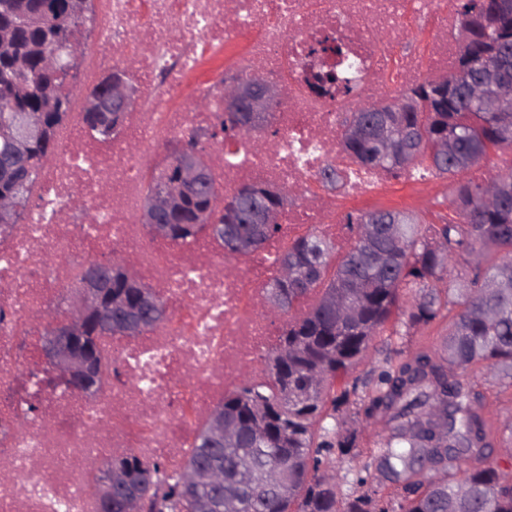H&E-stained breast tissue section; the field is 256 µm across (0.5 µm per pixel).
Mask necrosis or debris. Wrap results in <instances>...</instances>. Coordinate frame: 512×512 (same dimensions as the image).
<instances>
[{"instance_id": "obj_1", "label": "necrosis or debris", "mask_w": 512, "mask_h": 512, "mask_svg": "<svg viewBox=\"0 0 512 512\" xmlns=\"http://www.w3.org/2000/svg\"><path fill=\"white\" fill-rule=\"evenodd\" d=\"M100 29L83 56V89L123 53L136 107L108 142L91 139L78 111L60 133L21 224L0 236V512H99L97 464L130 449L142 460L181 465L199 428L247 370L259 368L278 336L263 312L275 261L293 239L317 232L344 248L339 215L395 201H419L422 181L402 194L380 171L337 155L339 117L373 102L384 80L406 86L452 70L458 19L448 0H97ZM430 17L443 35L427 57L395 60L407 17ZM342 57L312 53L324 37ZM344 70L350 92H320L316 76ZM263 77L287 87L275 104L272 138L213 146V176L224 192L247 182L304 195L279 216L281 235L223 272L210 236L189 244L153 237L140 221L143 182L173 139L224 118V76ZM346 178L324 195L320 171ZM125 263L165 302L167 321L108 344L118 372L96 397L29 381L41 362L36 317L54 306L87 258ZM36 399L39 412L26 413Z\"/></svg>"}]
</instances>
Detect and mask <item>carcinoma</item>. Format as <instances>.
Returning a JSON list of instances; mask_svg holds the SVG:
<instances>
[{
	"mask_svg": "<svg viewBox=\"0 0 512 512\" xmlns=\"http://www.w3.org/2000/svg\"><path fill=\"white\" fill-rule=\"evenodd\" d=\"M77 14L76 0H0V123L17 111L40 113L42 139L27 154L17 156L0 140V198L12 197L25 210L31 191L45 165L59 148L58 132L68 121L70 93L51 78L46 58L60 47L81 44L82 26L92 12ZM465 17V40L455 69L456 85L425 80L406 92L420 106L401 113L394 126L377 112L379 103L364 107L361 119L377 124L385 138H397L410 129L418 135L417 150L406 163L379 156L377 141L342 143L343 151L360 167L381 169L395 177L413 170L433 176H455L487 156L512 148V112H488L478 103L460 100L463 91L499 54L512 49V18L493 34L502 0H460ZM107 75L87 99L100 102L98 112L85 111L82 121L91 137L109 141L120 133L125 117L113 115ZM456 143L457 154L440 160L433 155L434 140ZM501 181L506 191L501 203H484L487 186ZM224 208L206 194L195 195L168 216L172 240L188 243L205 231L197 226V213H214L224 225L217 237L226 248L235 240L250 255L276 238L281 225L266 233L243 218L259 201L239 189L228 195ZM453 214L439 224H420L398 210H375L346 216L357 236L356 245L335 266H330L332 243L308 234L288 246L270 280L286 312L309 294L319 299L300 317L286 322L277 346L267 357L268 381L243 380L217 409L224 422L238 431L236 442L213 448L205 423L192 444L184 468L208 465L224 471V500L233 512H512V483H504L496 467L482 463L462 471L454 469L479 460L491 447L487 422L476 405L482 393L465 379L469 371L485 370L494 384L512 388V165L482 183L469 181L453 192ZM482 250V260L470 271L453 272L454 259ZM448 287H442V284ZM415 291L416 302L407 325H427L448 308V334L437 356L421 351L400 359L383 371L368 395L364 414L383 410L389 434L376 469L385 479L404 483L397 508L368 492L345 494L330 473L331 454L348 441L319 439L316 425L326 404L333 412L349 403L351 390L331 394L336 378L347 374L383 335L400 311V290ZM144 285L112 265V296L136 304ZM102 324H91L98 336L94 345L93 374L112 373L105 352ZM448 470L437 480L417 467L423 457ZM113 464L124 469L128 484L112 497V512H123L124 500L139 498L140 512H197V501L210 499L212 512L220 509L213 488L186 487L182 476H169L163 463L141 460L127 452L120 460L105 461L99 473ZM288 471V491L280 493L263 484L270 471Z\"/></svg>",
	"mask_w": 512,
	"mask_h": 512,
	"instance_id": "carcinoma-1",
	"label": "carcinoma"
}]
</instances>
